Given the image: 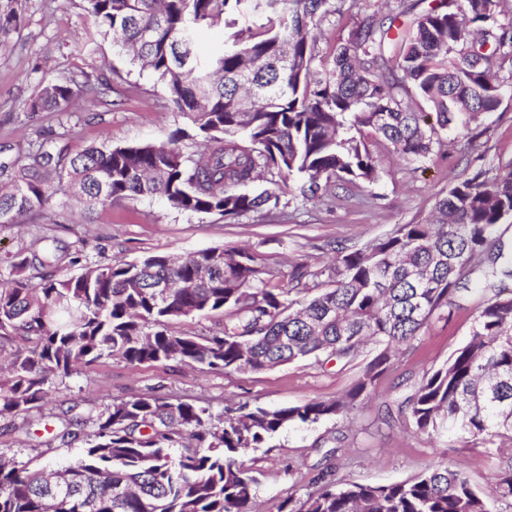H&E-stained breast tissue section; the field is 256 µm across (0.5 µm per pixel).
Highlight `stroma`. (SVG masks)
<instances>
[{
    "instance_id": "1",
    "label": "stroma",
    "mask_w": 512,
    "mask_h": 512,
    "mask_svg": "<svg viewBox=\"0 0 512 512\" xmlns=\"http://www.w3.org/2000/svg\"><path fill=\"white\" fill-rule=\"evenodd\" d=\"M434 0H355L340 15L320 24L319 49L332 55L337 43L366 16L396 13L398 4L415 11ZM18 33L0 47V161L24 154L43 139L64 136L74 147L168 142L190 121L172 111L163 88L151 72L131 65L110 42H84L92 21L84 0H18ZM106 83L108 95L76 100L68 112H34L30 106L42 85L51 80ZM370 150L380 160V179L362 189L333 186L303 195L305 179L293 176L251 184V193L274 191L279 204L233 222L213 215L190 214L160 198L123 200L83 214L80 204L57 192L47 216L0 227V258L32 255L49 237L65 249L63 270L78 274L89 261H135L148 255L185 256L209 248L247 245L259 263L280 270L275 284L284 288L293 264L318 269L331 263L336 244H363L389 233L394 225L430 218L436 197L475 169L495 171L512 159V103L473 130L448 133L439 151L420 162L391 156L378 143ZM475 304L451 317L436 318L422 330L412 354L397 361L378 382L375 394L359 406L347 424L345 449L326 458L324 437L332 422L288 427L263 448L247 451L246 465L259 480L254 512H278L292 492L304 493L317 468H331L334 478L372 485L400 482L429 466L453 461L466 469L473 485L491 494L499 461L494 447L460 448L444 439L407 431L389 419L388 405L399 396V384H412L436 367L468 338ZM359 371L327 359H309L261 373L215 372L175 362L131 366L105 360L80 366L65 383L52 384L41 409L27 418H0V456L33 467L72 462L81 443H49L44 425L50 414L76 407L90 417L116 399L151 392L161 396L201 399L213 413L227 404L270 409L305 401L336 398L349 389Z\"/></svg>"
}]
</instances>
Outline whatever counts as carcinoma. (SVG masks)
<instances>
[{
	"mask_svg": "<svg viewBox=\"0 0 512 512\" xmlns=\"http://www.w3.org/2000/svg\"><path fill=\"white\" fill-rule=\"evenodd\" d=\"M16 0H0V45L20 25ZM345 0H86L95 34L111 38L151 71L175 112L206 143L187 154L166 144L89 146L43 141L0 162V225L42 216L62 188L88 208L162 197L181 211L224 221L278 206L237 187L267 174L308 178L309 190L379 180L370 136L396 156L427 159L444 135L482 124L512 96V0H437L392 33L398 16L369 15L324 61L313 33ZM231 30L204 56L199 35ZM92 84L49 81L34 112L64 113ZM438 220L399 224L361 247H341L318 271L296 264L289 288L243 248H210L185 260L88 263L58 272L61 256L4 258L16 278L0 285V343L17 344L0 368V417L44 405L47 386L74 367L119 359L175 361L259 373L307 358L348 365L372 343L378 353L345 394L269 409L210 406L153 394L114 400L84 420L70 407L52 441L86 442L82 456L47 473L0 457V512H252L259 481L242 460L292 424L348 419L392 359L409 352L434 317L469 293L483 294L469 338L414 392L387 410L428 436L466 446L512 448V161L495 175L476 169L436 200ZM46 270L33 283L21 272ZM315 290L308 299L291 297ZM224 317L215 336L173 329L199 314ZM91 422V429L82 426ZM290 493L279 512H494L467 474L447 464L403 482L337 481ZM495 501H512V455L496 475Z\"/></svg>",
	"mask_w": 512,
	"mask_h": 512,
	"instance_id": "cac0c4a2",
	"label": "carcinoma"
}]
</instances>
